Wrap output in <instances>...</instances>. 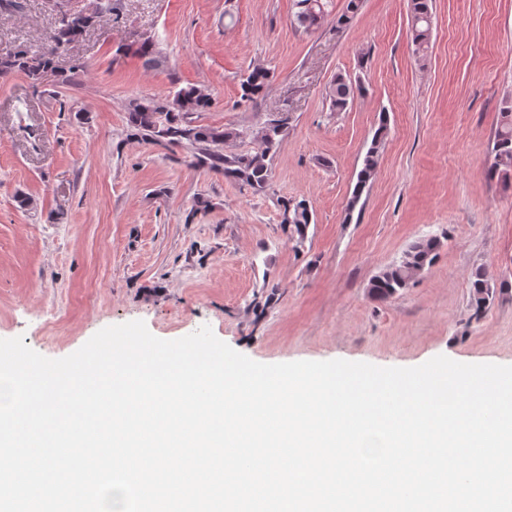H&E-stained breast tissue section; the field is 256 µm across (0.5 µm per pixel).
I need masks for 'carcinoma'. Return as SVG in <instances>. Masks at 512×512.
Returning a JSON list of instances; mask_svg holds the SVG:
<instances>
[{"label": "carcinoma", "instance_id": "cac0c4a2", "mask_svg": "<svg viewBox=\"0 0 512 512\" xmlns=\"http://www.w3.org/2000/svg\"><path fill=\"white\" fill-rule=\"evenodd\" d=\"M431 4L432 0H410L412 52L420 59L426 57L429 49L432 30ZM295 5L296 23L306 31L319 28L329 16V0H295ZM122 8L123 0H88L80 8H72L65 3L57 4L54 27L46 35L45 45L39 51L31 52L21 46L0 51V77L22 73L37 88L43 77L52 72L56 74L60 84H70L82 65L67 70L58 67L59 53L83 39L102 18L120 15ZM135 54L148 69L160 68L167 62L158 41L152 37L139 43ZM269 82L270 72L266 68H253L241 82L242 97L247 100L264 97ZM363 92L364 87L361 84L338 76L329 89L331 106L340 112ZM211 106L212 97L206 89L197 86L177 87L165 96L129 100L126 106L127 124L131 136L143 142L184 146L191 150L190 164L207 165L237 182L240 188L255 194L265 192L271 179L270 160L286 135V123L270 120L256 131V137L262 143L261 150L254 153L227 154L224 146L239 138L240 131L231 127L194 123L193 115L206 112ZM387 131V119L382 116L357 173L355 189L347 203L349 212L355 208L373 179ZM491 157L492 161L486 170L487 178L491 179L500 172L512 170V111L502 113ZM312 221L313 213L306 201L287 200L281 203V224L288 229L289 238L296 243H303ZM441 245V239L437 236L416 240L398 263L381 270L370 280V295L375 299L387 300L413 285L419 271H425L433 265ZM490 297V284L483 269L478 267L470 279V305L474 315L479 316L485 311Z\"/></svg>", "mask_w": 512, "mask_h": 512}]
</instances>
